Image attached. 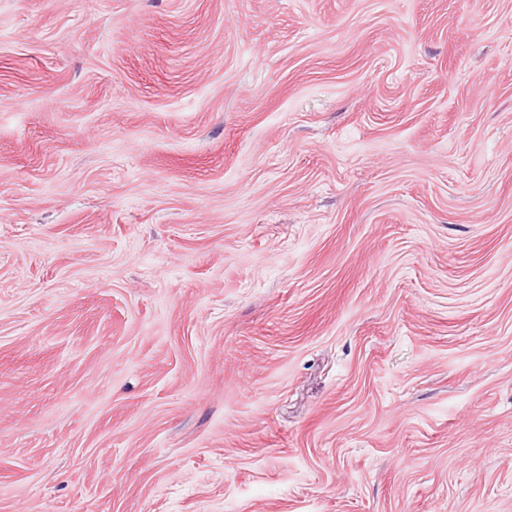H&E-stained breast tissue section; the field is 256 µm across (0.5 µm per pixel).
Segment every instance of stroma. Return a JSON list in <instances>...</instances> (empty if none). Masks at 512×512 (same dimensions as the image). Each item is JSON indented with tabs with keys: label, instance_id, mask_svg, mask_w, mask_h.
I'll return each instance as SVG.
<instances>
[{
	"label": "stroma",
	"instance_id": "35a3bbf8",
	"mask_svg": "<svg viewBox=\"0 0 512 512\" xmlns=\"http://www.w3.org/2000/svg\"><path fill=\"white\" fill-rule=\"evenodd\" d=\"M0 512H512V0H0Z\"/></svg>",
	"mask_w": 512,
	"mask_h": 512
}]
</instances>
